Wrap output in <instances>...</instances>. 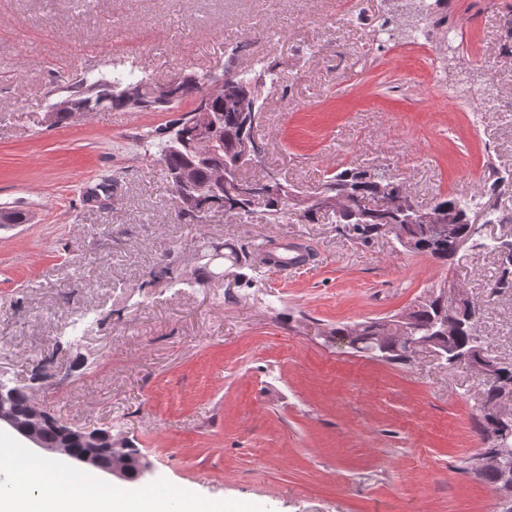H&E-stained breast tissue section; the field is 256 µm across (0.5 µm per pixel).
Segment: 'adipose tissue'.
<instances>
[{"label": "adipose tissue", "instance_id": "obj_1", "mask_svg": "<svg viewBox=\"0 0 512 512\" xmlns=\"http://www.w3.org/2000/svg\"><path fill=\"white\" fill-rule=\"evenodd\" d=\"M0 468L9 477L8 494H0V512H235L230 502L215 505L189 498L181 490L166 495H130L100 483L96 474L52 464L14 447Z\"/></svg>", "mask_w": 512, "mask_h": 512}]
</instances>
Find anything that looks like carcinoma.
Returning <instances> with one entry per match:
<instances>
[{
  "label": "carcinoma",
  "mask_w": 512,
  "mask_h": 512,
  "mask_svg": "<svg viewBox=\"0 0 512 512\" xmlns=\"http://www.w3.org/2000/svg\"><path fill=\"white\" fill-rule=\"evenodd\" d=\"M224 74L230 77L229 87L234 99L226 100L221 96L210 98L208 107L217 123L214 149L207 152L203 158L182 148L178 139L187 137L193 131L191 123L192 113L199 101L208 94L207 84L211 77L205 75H185L184 83L177 87L178 96L169 100L154 92L152 79L144 74L136 73V69L112 72V77L89 78L87 76L72 83L59 87V91L66 93L65 99L69 107L52 113L51 124H67L74 119L75 114L99 112L106 109L135 108L141 112H177L182 103L191 100L194 108L181 113L172 123L151 130L148 137L158 141L157 161L164 167L167 177L174 179V175L182 171H190L195 185L204 187L209 193L223 201L224 214L235 216L242 224H251L254 220H262L266 224H283L290 219L301 222L314 223L326 210L309 203L301 206L297 200L303 198L300 192L292 186L283 185L278 196H267L258 207L245 196L237 193L234 182L240 179V172L247 165L242 159L246 151L256 154L258 166H263V148L255 139L254 129L258 122L254 118L261 117V107L252 94V83L266 76L274 77V65L268 64L257 70L255 68L233 71L224 69ZM142 85L144 93L136 98L126 96L125 89L130 85ZM248 101V115L251 119L241 116L236 109V100ZM391 186L397 190L402 182L391 172L382 170H361L347 168L331 173L325 178L317 194L336 199V207L331 209L338 224H352L361 228L366 238H377L386 234H393L399 239L403 236L411 240L407 250L424 254L443 264H450L454 254L448 248V238H435L430 235L424 225L417 223L416 215L400 207L379 208L369 206L366 201L378 199L381 196L380 188ZM502 190H512V172H503L494 165L489 166L487 189L480 194L481 203L474 206L464 197L443 196L434 202V208L451 218L456 226L457 233L466 236L470 216L475 211L484 213L486 223L502 222L497 215L494 196ZM175 216L181 224H206L207 217L202 212L203 202L194 201L185 205L180 196H175ZM228 250L224 259L230 265L240 269L249 266L251 251L247 247H226L224 245H209V249ZM172 253L167 251L160 255L155 265L147 273L142 286H171L185 279L192 280L198 286H205L215 279V271L207 262L199 263L193 272L183 277L174 271ZM494 293H512V264L499 265L497 277L491 284ZM431 289H426L408 307L412 319L411 329L407 333L400 332L399 328L390 325L384 320L364 321L336 327H317L316 335L324 334L339 340L348 336L353 337L349 342L351 347L358 351H367L372 358L385 362H406L408 358L401 354V336L405 335L413 341L424 338H433L441 335V324L447 317L455 316L450 304L437 308L427 302ZM480 306L474 308L463 316H456L459 322V335L457 344L460 353L479 357L486 351L484 342L478 333Z\"/></svg>",
  "instance_id": "obj_1"
}]
</instances>
